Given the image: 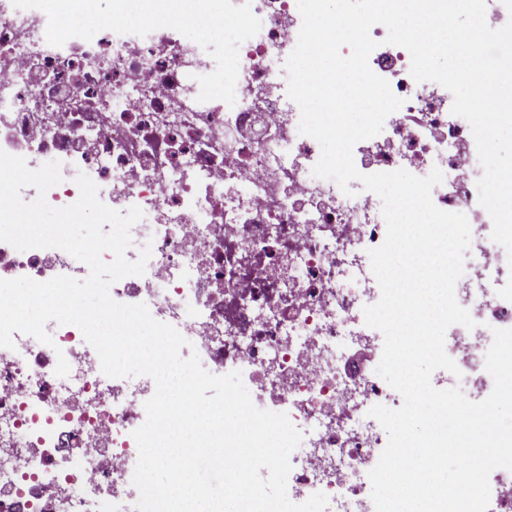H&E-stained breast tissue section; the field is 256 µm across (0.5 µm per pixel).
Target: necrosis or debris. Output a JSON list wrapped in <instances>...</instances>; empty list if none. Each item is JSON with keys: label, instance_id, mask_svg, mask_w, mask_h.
<instances>
[{"label": "necrosis or debris", "instance_id": "4bbe7bcc", "mask_svg": "<svg viewBox=\"0 0 512 512\" xmlns=\"http://www.w3.org/2000/svg\"><path fill=\"white\" fill-rule=\"evenodd\" d=\"M296 2L252 0L262 27L239 49L230 105L198 102L197 78L216 63L173 29L103 30L57 47L45 12L0 0V149L32 169L60 161L52 206L78 199L83 172L106 205L140 207L126 256L136 260L148 244L151 258L143 276L113 284V299L146 304L185 337L182 356L197 352L215 375L241 371L258 408L287 413L303 434L290 456L293 502L322 492L325 512H375L368 473L388 436L368 411L403 399L376 372L353 377L347 361L356 349L382 356L384 337L363 308L381 296L368 251L386 223L380 198L360 182L346 194L312 174L321 149L299 132L284 69L302 23ZM370 34L379 45L369 65L403 105L356 144L354 162L364 174L440 169L435 205L467 216L469 260L455 295L475 326L449 327L445 350L461 371L449 384L480 401L493 387L486 342L493 329H512V301L498 294L512 258L478 203L469 123L452 114L444 87L415 81L409 52L386 44L383 25ZM87 274L62 250L0 242V279ZM46 330L52 344L17 332L13 348H0V512H136L131 433L155 383L106 377L75 326ZM61 355L64 377L55 373Z\"/></svg>", "mask_w": 512, "mask_h": 512}]
</instances>
